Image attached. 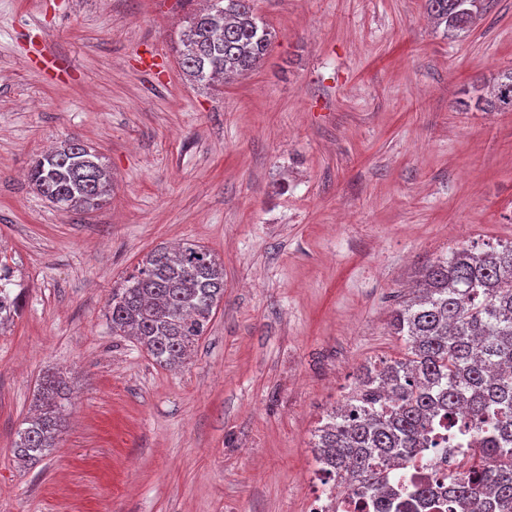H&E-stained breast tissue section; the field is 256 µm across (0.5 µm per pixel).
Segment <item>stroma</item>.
Listing matches in <instances>:
<instances>
[{"mask_svg":"<svg viewBox=\"0 0 512 512\" xmlns=\"http://www.w3.org/2000/svg\"><path fill=\"white\" fill-rule=\"evenodd\" d=\"M275 38L220 83L183 73L190 0H0V257L26 288L0 330V512H309L314 434L422 267L512 241V0L461 38L425 0H256ZM78 138L113 191L73 214L34 160ZM224 263V300L173 371L113 335L107 302L159 244ZM73 405L17 463L45 374ZM490 94L489 100L482 97L479 100L483 99L490 109L512 111V68L499 76Z\"/></svg>","mask_w":512,"mask_h":512,"instance_id":"obj_1","label":"stroma"}]
</instances>
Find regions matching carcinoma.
<instances>
[{"mask_svg": "<svg viewBox=\"0 0 512 512\" xmlns=\"http://www.w3.org/2000/svg\"><path fill=\"white\" fill-rule=\"evenodd\" d=\"M493 0H425L446 36L469 31ZM178 33L181 67L209 83L243 76L266 55L273 32L255 0H206ZM486 106L512 111V69L493 86ZM32 189L65 212L101 208L112 177L94 148L71 139L42 155L29 173ZM24 289L0 287V329L22 314ZM224 299V265L192 241L150 251L136 272L112 289L114 336H129L155 363L179 369ZM403 357L363 366L343 406L316 434V461L328 478L353 481L379 498L381 512H416L434 495L420 485L406 496L389 479L414 448L435 441L436 427L466 415L478 453L448 487L460 512H512V242L485 251L462 246L425 269L412 297L391 314ZM71 404L62 378L47 375L32 414L17 432L18 463L33 464L55 448ZM498 465H486L489 457Z\"/></svg>", "mask_w": 512, "mask_h": 512, "instance_id": "cac0c4a2", "label": "carcinoma"}]
</instances>
